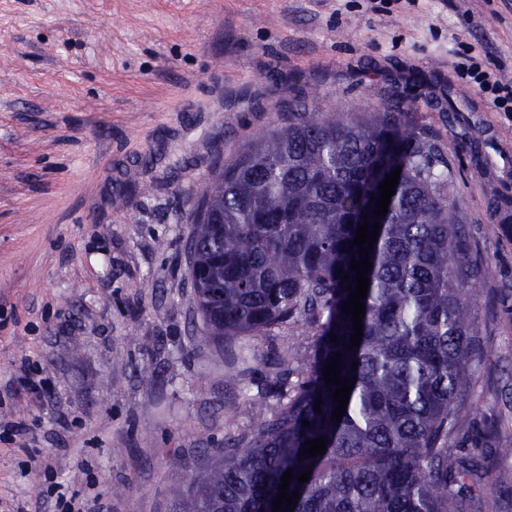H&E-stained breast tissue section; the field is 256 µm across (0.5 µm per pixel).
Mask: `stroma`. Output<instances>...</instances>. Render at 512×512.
<instances>
[{"label":"stroma","instance_id":"35a3bbf8","mask_svg":"<svg viewBox=\"0 0 512 512\" xmlns=\"http://www.w3.org/2000/svg\"><path fill=\"white\" fill-rule=\"evenodd\" d=\"M467 45L511 83L512 0H0V512H57L54 482L171 512L166 451L195 465L309 369L301 326L194 347L190 213L288 107L363 118L395 95L489 272L448 465L478 464L469 512H512V117L455 68Z\"/></svg>","mask_w":512,"mask_h":512}]
</instances>
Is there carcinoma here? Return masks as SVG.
I'll list each match as a JSON object with an SVG mask.
<instances>
[{"mask_svg":"<svg viewBox=\"0 0 512 512\" xmlns=\"http://www.w3.org/2000/svg\"><path fill=\"white\" fill-rule=\"evenodd\" d=\"M438 163L395 100L368 118L292 106L287 122L215 168L186 244L202 324L194 345L301 324L316 353L305 378L279 376L277 406L263 395L251 402L249 428L225 435L222 451L188 474L176 512H273L289 469L294 512H468L477 469L448 468L444 441L473 374L466 301L476 281ZM397 167L370 254L363 337L351 349L354 321L341 304L356 279L343 277L360 255L350 246ZM337 354L341 380L354 385L333 422L337 385L324 367ZM324 436L326 452L300 455Z\"/></svg>","mask_w":512,"mask_h":512,"instance_id":"obj_1","label":"carcinoma"}]
</instances>
